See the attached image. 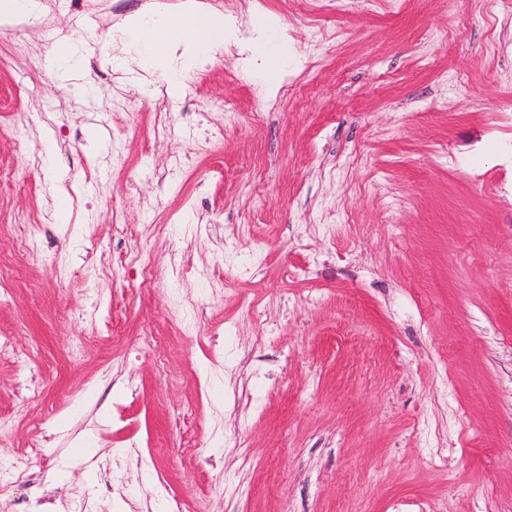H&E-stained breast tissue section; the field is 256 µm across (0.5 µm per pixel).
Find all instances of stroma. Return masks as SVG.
<instances>
[{"label":"stroma","instance_id":"stroma-1","mask_svg":"<svg viewBox=\"0 0 512 512\" xmlns=\"http://www.w3.org/2000/svg\"><path fill=\"white\" fill-rule=\"evenodd\" d=\"M0 30V440L42 512H512V0H147ZM78 46L56 62V41ZM260 317H253L251 307ZM117 38V40H116ZM235 26L224 14L185 3L171 12L155 10L147 3L142 13L126 19L112 32L130 55V61L146 73L159 74L169 88L178 89L190 70L208 60L213 51L235 40ZM287 35L280 32V40H272L261 32L258 33L251 46L250 62L263 73L266 84L274 89L278 83L282 64L287 59Z\"/></svg>","mask_w":512,"mask_h":512}]
</instances>
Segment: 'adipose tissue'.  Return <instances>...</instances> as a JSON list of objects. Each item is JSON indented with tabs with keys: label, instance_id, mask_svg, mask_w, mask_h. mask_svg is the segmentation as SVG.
Wrapping results in <instances>:
<instances>
[{
	"label": "adipose tissue",
	"instance_id": "adipose-tissue-1",
	"mask_svg": "<svg viewBox=\"0 0 512 512\" xmlns=\"http://www.w3.org/2000/svg\"><path fill=\"white\" fill-rule=\"evenodd\" d=\"M124 52L146 73L165 78L178 89L190 70L208 60L213 51L236 37L235 26L223 13L206 10L186 0L178 10L160 12L146 5L142 13L126 19L113 32ZM287 59V44L258 35L251 46V63L268 86L278 83Z\"/></svg>",
	"mask_w": 512,
	"mask_h": 512
}]
</instances>
